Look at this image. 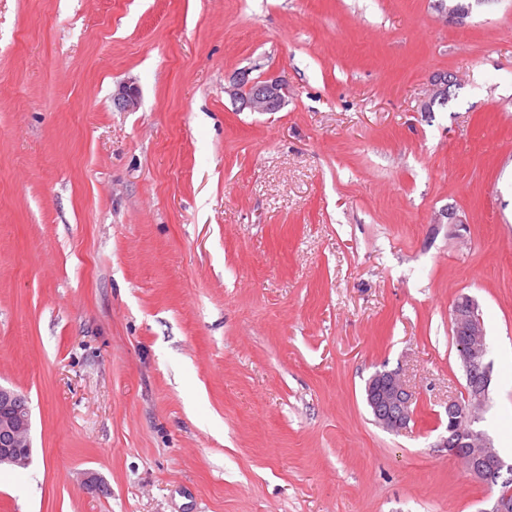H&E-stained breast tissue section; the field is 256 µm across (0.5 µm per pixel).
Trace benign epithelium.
I'll list each match as a JSON object with an SVG mask.
<instances>
[{"instance_id":"1","label":"benign epithelium","mask_w":512,"mask_h":512,"mask_svg":"<svg viewBox=\"0 0 512 512\" xmlns=\"http://www.w3.org/2000/svg\"><path fill=\"white\" fill-rule=\"evenodd\" d=\"M471 10L472 6H464L459 0H448V6L444 8L446 19L459 26L465 24ZM453 83L455 77L451 73L435 79L428 101L447 93ZM225 92L239 104L241 111L277 112L284 105L288 88L279 76L251 79L249 73L240 72L230 80ZM113 101L118 109L131 111L138 104V91L130 85L121 86L113 95ZM451 318L455 333L461 339L458 357L470 394L466 395V407L457 399L448 400V435L441 437L437 447L448 449L450 456H467L470 476L486 486L494 485L504 462L496 455L488 435L476 427L479 415L474 413V409L481 410L486 406L492 381L484 322L478 303L468 295L453 302ZM365 400L378 425L393 432L408 427L414 395L403 384L398 372L376 371L366 383ZM30 426L27 397L0 385V465L22 467L29 463Z\"/></svg>"}]
</instances>
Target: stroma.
I'll use <instances>...</instances> for the list:
<instances>
[{
  "instance_id": "1",
  "label": "stroma",
  "mask_w": 512,
  "mask_h": 512,
  "mask_svg": "<svg viewBox=\"0 0 512 512\" xmlns=\"http://www.w3.org/2000/svg\"><path fill=\"white\" fill-rule=\"evenodd\" d=\"M244 70L285 106L239 110ZM463 294L511 459L512 0H0V512H481L438 445ZM365 400L378 425L393 432L408 427L414 395L397 371L377 370L366 383ZM30 426L27 397L0 385V465L22 467L29 463Z\"/></svg>"
}]
</instances>
